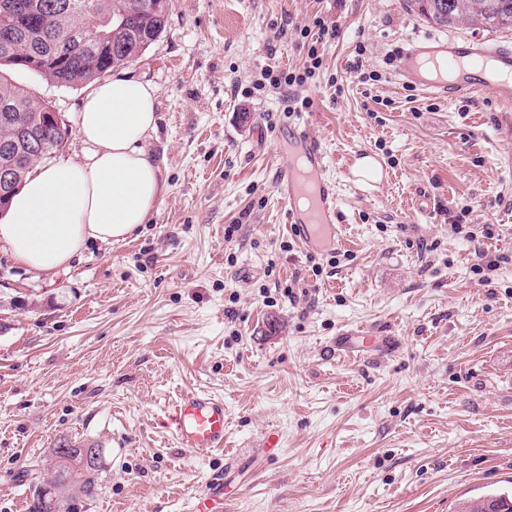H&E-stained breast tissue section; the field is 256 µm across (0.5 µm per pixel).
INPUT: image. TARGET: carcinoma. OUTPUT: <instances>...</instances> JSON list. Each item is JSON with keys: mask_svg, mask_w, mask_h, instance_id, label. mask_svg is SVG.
Here are the masks:
<instances>
[{"mask_svg": "<svg viewBox=\"0 0 512 512\" xmlns=\"http://www.w3.org/2000/svg\"><path fill=\"white\" fill-rule=\"evenodd\" d=\"M44 16L41 26L28 27L14 36L8 46L0 43V105L20 116L33 133L41 136L47 151H56L69 136L66 123L42 126L52 105L36 97L27 87L14 81L12 73L28 70L32 58L46 56L56 47L72 45L74 57H59L35 69V74L61 86L94 82L113 70L142 58L167 23L168 14L152 13L147 0H30ZM418 13L443 27L460 24L486 31L512 30V0H413ZM112 33L120 52L112 54L99 48L89 35ZM15 149L4 155L1 145ZM46 157L38 142L26 144L16 127L0 122V167L16 159L22 161L16 183L32 173L37 161ZM90 451L96 462L77 468L68 461ZM54 457V475L32 483L29 512H82L84 503L97 497L105 472V449L69 448ZM460 512H512V494L488 492L465 501Z\"/></svg>", "mask_w": 512, "mask_h": 512, "instance_id": "cac0c4a2", "label": "carcinoma"}]
</instances>
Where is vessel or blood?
Segmentation results:
<instances>
[{
	"label": "vessel or blood",
	"instance_id": "b4317fda",
	"mask_svg": "<svg viewBox=\"0 0 512 512\" xmlns=\"http://www.w3.org/2000/svg\"><path fill=\"white\" fill-rule=\"evenodd\" d=\"M396 78L430 97L452 101L481 90L499 105L511 106L512 48L453 37L412 41L401 50ZM282 140L275 195L286 222L307 250H336L344 238L337 185L326 175V152L300 125L289 128ZM165 426L179 447L223 448L224 401L202 391L182 393Z\"/></svg>",
	"mask_w": 512,
	"mask_h": 512
}]
</instances>
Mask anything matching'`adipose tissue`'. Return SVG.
<instances>
[{
    "mask_svg": "<svg viewBox=\"0 0 512 512\" xmlns=\"http://www.w3.org/2000/svg\"><path fill=\"white\" fill-rule=\"evenodd\" d=\"M156 90L118 74L98 84L76 118L81 161L38 169L12 197L0 243L23 266L66 270L92 241L126 240L168 191L144 142L154 132Z\"/></svg>",
    "mask_w": 512,
    "mask_h": 512,
    "instance_id": "1",
    "label": "adipose tissue"
}]
</instances>
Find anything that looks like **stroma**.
<instances>
[{
  "label": "stroma",
  "instance_id": "35a3bbf8",
  "mask_svg": "<svg viewBox=\"0 0 512 512\" xmlns=\"http://www.w3.org/2000/svg\"><path fill=\"white\" fill-rule=\"evenodd\" d=\"M317 17L339 35L315 75L262 86L267 68H302L299 30ZM450 35L512 44L406 0H170L129 68L156 90L147 146L166 196L67 271L0 246V512H28L27 471L48 477L50 449L71 445L106 450L85 512H194L212 481L223 512H455L512 491V107L431 99L395 76L408 41ZM13 78L75 126L87 86ZM300 95L347 239L312 256L273 195ZM362 148L390 172L368 199L344 179ZM486 224L492 238L470 239ZM479 249L496 267L475 271ZM348 333L392 347L328 356ZM190 390L223 397V449L181 448L164 427Z\"/></svg>",
  "mask_w": 512,
  "mask_h": 512
}]
</instances>
